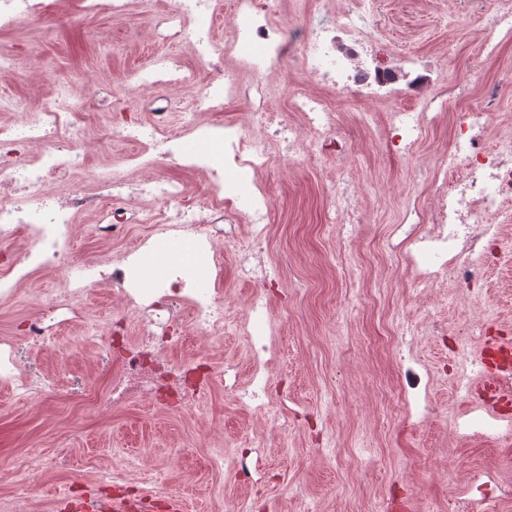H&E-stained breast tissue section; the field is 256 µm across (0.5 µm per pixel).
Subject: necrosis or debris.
<instances>
[{"label": "necrosis or debris", "mask_w": 512, "mask_h": 512, "mask_svg": "<svg viewBox=\"0 0 512 512\" xmlns=\"http://www.w3.org/2000/svg\"><path fill=\"white\" fill-rule=\"evenodd\" d=\"M349 2L337 16L311 10L295 36L281 21L288 0H232L222 33L221 0H174L158 10L153 40L189 46L193 64L169 50L156 53L128 78L129 87L150 93L148 110L131 109L123 96L106 107L92 100L98 116L93 131L79 120L77 92L67 81H55L53 96L36 106L0 97V305L17 301L32 275L59 283L40 296L21 334L0 336L1 386L25 395L41 392L42 378L24 363L28 350L49 346L84 322L91 301L103 296L116 300L112 318L129 323L133 338L113 360L111 385L96 401L101 412L137 401L156 411L195 414L212 388L220 387L243 412L287 427L288 410L270 392L283 345L264 291L271 209L259 176L276 166L320 161L329 147L344 157V116L330 105L341 91L370 100L382 91L409 99V106L385 114L387 147L402 156L420 147L428 128L449 119V146L432 180L431 199L405 205L388 248L425 290L483 278L486 253L512 226V137L487 139L502 98L512 92V71L486 84L479 101L449 111V99L464 95V83L429 89L424 75L405 72L409 56L386 48L375 0ZM48 11V0H0V34ZM510 41L512 0H500L481 29L480 53L498 58ZM296 58L316 88L292 94L286 122L270 107L271 84ZM246 97L253 105L245 124L220 120L226 101ZM122 146L134 152L118 164L112 155ZM175 169L180 177H172ZM188 175L203 180L201 194L189 195ZM133 224L147 225L148 232L128 245L124 239ZM222 224L248 225L254 242L236 255L240 276L253 290L243 313L231 321L224 311V248L217 231ZM86 234L119 249L80 259L76 242ZM175 239L192 241L198 264L211 271L209 282H201L194 269L174 267L143 291L142 252ZM228 323L246 351V367L220 357ZM418 334L399 323L389 338L399 357L400 412L414 426L433 416L438 381L414 350ZM191 342L211 362L205 375L189 360L173 358ZM489 370L488 355L461 351L451 383L464 406L448 416L457 440L495 443L512 435V418L473 396L474 382ZM100 482L111 495L85 497L79 512H112L116 502L125 512H153L152 499L127 495L122 472H106ZM510 497L512 468L498 464L469 479L457 512H476Z\"/></svg>", "instance_id": "obj_1"}]
</instances>
